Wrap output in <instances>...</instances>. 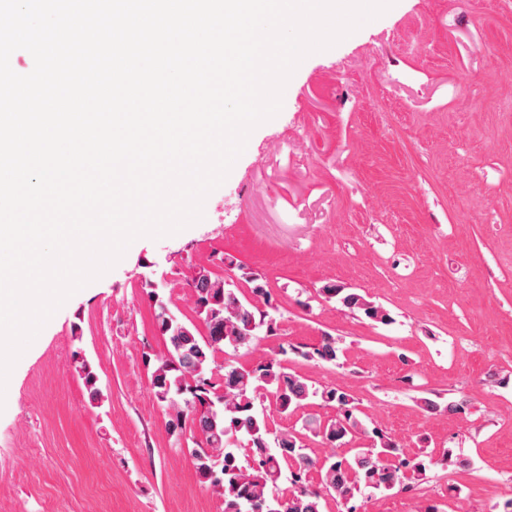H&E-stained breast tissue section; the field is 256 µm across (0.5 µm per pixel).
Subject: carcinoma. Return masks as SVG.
Instances as JSON below:
<instances>
[{
  "instance_id": "carcinoma-1",
  "label": "carcinoma",
  "mask_w": 512,
  "mask_h": 512,
  "mask_svg": "<svg viewBox=\"0 0 512 512\" xmlns=\"http://www.w3.org/2000/svg\"><path fill=\"white\" fill-rule=\"evenodd\" d=\"M250 290L246 299L226 287L224 277L212 273L193 280L191 297L196 316L204 324L205 335L197 327L180 320L169 302L154 284L146 282L147 295L154 309L155 328L165 342L166 351L154 357L145 355L152 365L150 390L165 408L167 425L173 436L193 439L201 431L208 447L194 448L196 472L224 505L223 512H321L326 495L349 503L366 489L391 491L404 486L405 472H426L425 460L404 458L399 443L383 430H372V444L355 449L347 458L341 456L322 463L304 452L303 437L311 435L330 448L349 445L358 435L367 433L357 416L353 397L337 386L321 389L310 386L304 378L288 371V354L307 360L339 364L344 349L341 340L323 334L313 347L288 344L274 355L261 357L250 367L237 366L229 360L217 364V354L234 351L259 340V332L273 335L277 328L278 306L274 304L266 277L250 268H241ZM325 301H334L341 309L380 323L394 322L381 304L336 282L318 289ZM74 369L87 388L91 403L104 399L98 377L91 364L74 359ZM272 396L282 413L293 414L311 398L336 410V416L323 420L316 415L302 419L301 431L274 434L265 413L257 405ZM463 400L443 406L434 399H421L428 412H457ZM244 438L253 453V465L238 464L232 448ZM291 474L288 495H278L273 488L282 468ZM319 473V482L307 479L310 471Z\"/></svg>"
}]
</instances>
